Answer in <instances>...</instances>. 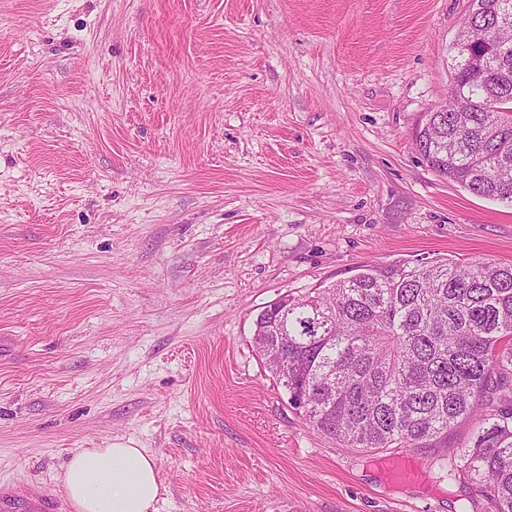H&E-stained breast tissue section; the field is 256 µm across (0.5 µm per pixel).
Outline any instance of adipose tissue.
Wrapping results in <instances>:
<instances>
[{
  "instance_id": "obj_1",
  "label": "adipose tissue",
  "mask_w": 512,
  "mask_h": 512,
  "mask_svg": "<svg viewBox=\"0 0 512 512\" xmlns=\"http://www.w3.org/2000/svg\"><path fill=\"white\" fill-rule=\"evenodd\" d=\"M60 480L77 512H153L162 488L151 453L118 445L76 450Z\"/></svg>"
}]
</instances>
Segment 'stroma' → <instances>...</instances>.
I'll use <instances>...</instances> for the list:
<instances>
[{
	"label": "stroma",
	"instance_id": "obj_1",
	"mask_svg": "<svg viewBox=\"0 0 512 512\" xmlns=\"http://www.w3.org/2000/svg\"><path fill=\"white\" fill-rule=\"evenodd\" d=\"M468 0H0V482L157 459V512H487L309 429L252 346L370 263L512 264V205L428 167Z\"/></svg>",
	"mask_w": 512,
	"mask_h": 512
}]
</instances>
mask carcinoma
Returning <instances> with one entry per match:
<instances>
[{
    "label": "carcinoma",
    "instance_id": "obj_1",
    "mask_svg": "<svg viewBox=\"0 0 512 512\" xmlns=\"http://www.w3.org/2000/svg\"><path fill=\"white\" fill-rule=\"evenodd\" d=\"M459 30L473 38L512 0H480ZM497 45L473 46L485 60L452 56L448 96L438 123L418 127L420 155L440 176L473 194L512 203V119L489 112L492 98L512 97L488 71H512V29ZM473 103L456 111L458 98ZM499 127L492 138L482 132ZM255 335L267 354L288 361L289 405L305 410L313 430L365 452L448 448L463 419L483 426L463 451L451 450L448 478L474 484L491 512H512V411L497 406L512 391V265L446 259L366 265L304 296L267 306Z\"/></svg>",
    "mask_w": 512,
    "mask_h": 512
}]
</instances>
